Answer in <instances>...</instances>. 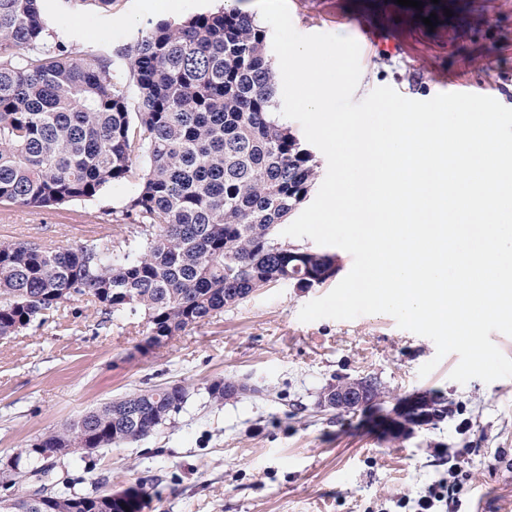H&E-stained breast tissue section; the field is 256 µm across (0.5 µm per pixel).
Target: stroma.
<instances>
[{
	"instance_id": "stroma-1",
	"label": "stroma",
	"mask_w": 512,
	"mask_h": 512,
	"mask_svg": "<svg viewBox=\"0 0 512 512\" xmlns=\"http://www.w3.org/2000/svg\"><path fill=\"white\" fill-rule=\"evenodd\" d=\"M287 0L295 29L354 38L361 75L354 101L380 86L428 100L448 81L495 85L512 108V0ZM115 0L111 9L89 0H49L54 40L73 54L92 45L114 53L140 29L215 11L224 0ZM432 25H425V18ZM138 177L100 196L64 208L0 205V241L69 247L108 234L123 239L130 226L112 221ZM337 284L307 289L272 285L166 344L144 348L141 318L103 321L54 315L0 339V460L61 429L85 411L131 391L163 383L188 386L183 410L153 435L101 448L55 472L81 493L119 490L145 481L144 512H414L431 484L458 465L457 512H474L484 488L488 512L512 501V378L460 384L449 374L454 354L436 359L428 338L397 326L387 314L352 320L301 322L311 300ZM232 376L244 394L216 405L211 380ZM372 376L384 390L382 409L409 395L446 400L447 417L393 438L363 412L317 409V397L336 379Z\"/></svg>"
}]
</instances>
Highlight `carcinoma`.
<instances>
[{"instance_id": "1", "label": "carcinoma", "mask_w": 512, "mask_h": 512, "mask_svg": "<svg viewBox=\"0 0 512 512\" xmlns=\"http://www.w3.org/2000/svg\"><path fill=\"white\" fill-rule=\"evenodd\" d=\"M44 0H0V204L42 209L92 199L146 160L138 193L113 214L136 234L70 248L0 242V337L68 309L140 316L156 347L271 283L313 288L333 256L286 243L283 224L316 177L312 154L277 116L267 31L235 8L161 21L116 53L137 88L112 81V56L73 59L48 40ZM239 384L207 387L216 403ZM180 383L139 389L21 449L0 495L45 476L38 500L0 512H143L144 482L80 494L47 462L64 448L140 441L180 413Z\"/></svg>"}]
</instances>
